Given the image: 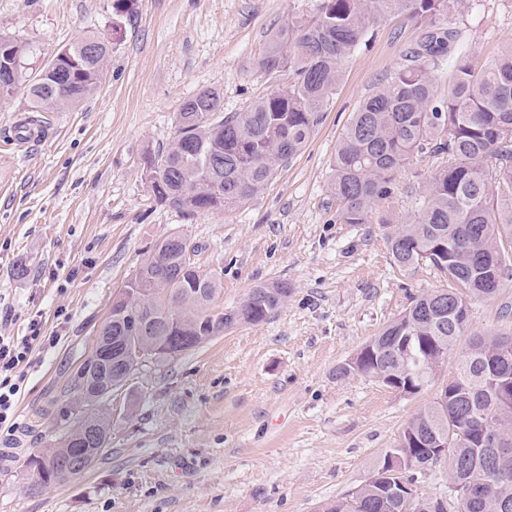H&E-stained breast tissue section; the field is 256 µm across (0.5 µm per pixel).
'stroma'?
I'll return each instance as SVG.
<instances>
[{"label": "stroma", "mask_w": 512, "mask_h": 512, "mask_svg": "<svg viewBox=\"0 0 512 512\" xmlns=\"http://www.w3.org/2000/svg\"><path fill=\"white\" fill-rule=\"evenodd\" d=\"M318 0H0V33L30 43L32 67L92 32L112 54L98 91L54 114L47 140L0 141V333L39 318L53 345L29 357L0 449V512H325L372 475L413 415L454 376L403 395L336 368L402 315L413 295L451 288L432 266L398 269L387 237L418 215L436 165L422 155L396 179L381 224H345L328 183L336 141L365 97L420 38L404 16L378 20L342 65L322 123L254 200L188 214L156 202L145 158L174 136V115L202 88L241 112L283 78L258 61L282 27ZM478 65L512 42V0H462L445 19ZM186 234L224 306L284 282L267 321L240 324L174 358L146 360L112 392V440L84 474L27 490V461L65 427L58 412L113 299L156 241ZM25 273H18V266ZM456 349L473 335L512 333V276L468 302Z\"/></svg>", "instance_id": "1"}]
</instances>
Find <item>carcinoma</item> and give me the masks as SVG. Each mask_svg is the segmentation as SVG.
Instances as JSON below:
<instances>
[{
    "mask_svg": "<svg viewBox=\"0 0 512 512\" xmlns=\"http://www.w3.org/2000/svg\"><path fill=\"white\" fill-rule=\"evenodd\" d=\"M459 0H319L310 19L280 30L259 60L270 76L288 84L244 112L224 111V96L205 88L187 98L175 116V136L150 154L146 166L158 203L188 214L241 205L259 195L278 168L307 145L341 79V65L375 21L400 14L422 31L398 67L365 97L336 144L329 183L345 224H372L392 195L398 172L427 155L438 164L427 181L418 217L388 236L394 263L403 270L428 263L455 290L417 295L410 306L361 348L359 371L340 364L339 379L379 373L402 385L425 386L432 361L451 356L468 323V300L494 296L512 271L504 243H512V43L480 68L459 59L448 92H436L434 71L452 56L459 31L442 22ZM91 42L90 51L81 42ZM30 46L0 33V69L11 71L0 98L26 88L32 112H64L96 92L112 53L107 34L92 33L63 47L26 79ZM190 240L172 233L157 241L126 280L93 349H118L88 358L75 387L63 433L29 459L30 490L63 484L78 475L65 462L83 445L97 461L111 440L106 407L111 387L142 365L141 351L173 358L240 323L269 319L288 296V284L253 287L237 307L218 303L219 276L202 272L184 252ZM512 336H476L455 356L453 379L400 432L390 452L405 471L390 475L387 459L346 499L327 512H512V455L495 460L481 445L480 423L512 449V402L497 397L501 378L512 383V360L499 356ZM44 463L43 472L34 466ZM448 466L451 496L404 500L399 482H417Z\"/></svg>",
    "mask_w": 512,
    "mask_h": 512,
    "instance_id": "cac0c4a2",
    "label": "carcinoma"
}]
</instances>
